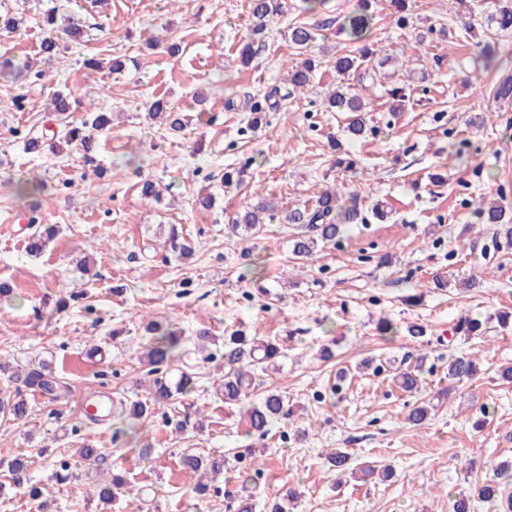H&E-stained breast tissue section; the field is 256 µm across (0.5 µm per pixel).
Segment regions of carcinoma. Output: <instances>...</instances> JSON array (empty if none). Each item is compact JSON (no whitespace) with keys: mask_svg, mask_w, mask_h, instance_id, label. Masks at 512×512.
Listing matches in <instances>:
<instances>
[{"mask_svg":"<svg viewBox=\"0 0 512 512\" xmlns=\"http://www.w3.org/2000/svg\"><path fill=\"white\" fill-rule=\"evenodd\" d=\"M397 15L396 23L401 29L413 25L407 12L406 0H390ZM371 0H361L358 10L343 17L334 19L339 33L346 40L356 45V48L336 57L334 71L336 73V89L327 92L323 105L327 112L347 114L348 124L346 133L353 140H360L367 132L364 112L367 111L364 100L349 92V81L357 75L360 79H369L372 83H380L385 78L384 68L391 64L392 58L380 55L369 46L371 30L373 29V12ZM281 0H250L249 33L240 44L239 57L243 66H248L255 55L265 45L264 37L267 29V18L280 12ZM45 23L50 29V36L40 44V55L45 60L56 58L61 51L59 34H64L72 42H79L85 35L83 27L69 17H58L56 10L47 11ZM487 28L496 33H512V0H502L495 12L487 17ZM324 26L294 22L288 28L291 45L298 53L307 51L316 42L318 31ZM316 68L315 60L311 57L291 66L288 70V84L293 90L304 92L313 83V73ZM19 77L32 82L41 81L46 76V70L25 61L16 66ZM496 99L512 102V74L502 78L492 88ZM277 89L273 88L263 96L249 101V111L253 115L250 127L255 128L260 122L259 115L274 109L278 105L275 100ZM149 115L163 119L168 127L179 132L183 122L175 109L163 98H155L148 107ZM109 119L103 112H90V117L82 128H71L64 134L66 141L77 143L83 152L86 162H95L93 153L97 138L94 133L107 130ZM480 220L495 226L491 247L498 252L503 248L512 247V218L506 214L502 206L479 207ZM277 214L268 202L261 200L256 204L247 205L244 214L236 219L232 230L243 227L245 231H253L262 224L276 220ZM285 220L289 224L305 226L310 235H302L293 239L292 252L297 257L313 256L319 244H334L344 237L349 224H367L368 216L365 209L360 207L358 193L344 196L334 189H327L316 197L310 205L302 204L288 212ZM147 329L154 334L150 344L137 354L140 364L148 367V374L154 376L150 386L147 402H140L133 413L134 421L125 427H119L116 432L137 436L138 424L149 407L168 405L174 397L186 394L194 388V376L188 371L180 372L176 380L168 377L172 365L182 358L180 354L182 338L173 330L165 328L154 321L147 323ZM280 356V347L272 342H263L256 337H247L237 333L224 339V403L245 404L248 416L249 433L258 436L265 435L272 424L288 415L286 400L277 391H268L258 402L249 401V390L254 385L256 376L267 370L268 365ZM478 371L474 358L459 355L448 360V376L457 380H469ZM19 381L29 390L42 392L50 399L57 401L65 394V387L46 369H31L19 375ZM394 381L405 392H411L422 385L421 372L416 368H402L397 371ZM0 416L13 421H22L28 416V402L24 391L15 388L13 391L0 392ZM182 467L188 472L197 473L201 470L217 477L224 473L223 456H200L187 454L181 461ZM6 470L13 485L22 494L33 499L39 498L41 512H51L52 503L44 498L43 488L29 483L27 476L28 465L23 457H16L6 464ZM127 493V481L121 474L112 475L108 483L97 488L98 499L109 505Z\"/></svg>","mask_w":512,"mask_h":512,"instance_id":"obj_1","label":"carcinoma"}]
</instances>
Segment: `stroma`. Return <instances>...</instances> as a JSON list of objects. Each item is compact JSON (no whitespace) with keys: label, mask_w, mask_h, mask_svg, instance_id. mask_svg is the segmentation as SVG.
Instances as JSON below:
<instances>
[{"label":"stroma","mask_w":512,"mask_h":512,"mask_svg":"<svg viewBox=\"0 0 512 512\" xmlns=\"http://www.w3.org/2000/svg\"><path fill=\"white\" fill-rule=\"evenodd\" d=\"M250 0H0V10L20 20L0 34V57L38 61L43 14L61 6L84 24L81 43L63 44L51 79L29 88L24 109L19 85L0 77V282L12 289L0 299V363L31 369L46 363L69 388L54 402L27 392L29 416L0 418V512H37V504L10 488L5 461L25 455L33 482L45 487L61 463H77L82 444L100 449L99 466L83 469L77 484L55 491L54 512H226L250 495L265 512L268 502L295 486V512H452L453 502L493 481V465L512 464V384L499 381L512 365V249L485 253L489 227L477 216L482 201L499 200L512 211V103L494 99L493 85L512 72V35L489 36L486 17L495 0H409L414 25L399 29L388 0H378L370 44L401 56L417 30H430L422 63L431 75L414 103L393 112L378 86L352 82L363 97L377 135L350 143L344 117L320 101L336 85L333 69L343 38L327 33L312 47L321 66L311 90L288 95L278 111L249 128L244 102L284 87L294 49L288 25L298 0H283L267 25L268 45L242 67L239 43ZM471 24L477 40L461 35ZM176 42L178 55L149 41ZM493 47L486 69L480 41ZM120 58L117 74L86 67L89 58ZM479 77L474 87L465 76ZM84 98L111 115L98 138V171L80 150L24 153L15 130L34 135L57 127L54 91ZM163 97L181 112L174 134L151 120L147 99ZM350 156L355 169L339 166ZM247 165L248 178L225 188L226 171ZM167 186L161 202L144 200L143 180ZM44 182L50 195L37 211L18 199L17 185ZM357 189L363 206L381 205L386 221L352 225L341 245H319L298 260L291 241L296 224L264 225L256 234L230 225L254 194L286 213L314 200L326 187ZM215 198L196 205L198 195ZM54 226L41 254L27 251L30 222ZM178 233L193 252L174 254ZM448 279L444 288L433 278ZM476 277L466 290L460 283ZM388 317L393 335L377 321ZM482 323L475 336L455 333L461 318ZM157 320L186 342L185 364L197 381L142 422L136 440L113 436L112 421L84 415L88 397L101 395L131 407L145 400L149 378L136 354L146 343L147 321ZM425 326L409 336L410 325ZM263 340H279L285 355L260 376V391L278 389L289 415L264 439L248 434L241 406L224 402L225 336L238 327ZM208 332L203 361L200 332ZM331 345L333 358H320ZM469 354L480 370L473 379L448 377V358ZM385 362L374 372L367 360ZM419 367L420 391H402L395 369ZM434 403L433 415L410 424V410ZM152 451L140 459V449ZM340 449L353 468L391 466L390 481L339 478L325 455ZM188 452L224 457V473L207 494L180 465ZM261 467L249 483L239 474ZM125 473L130 494L111 507L93 497L98 480Z\"/></svg>","instance_id":"1"}]
</instances>
